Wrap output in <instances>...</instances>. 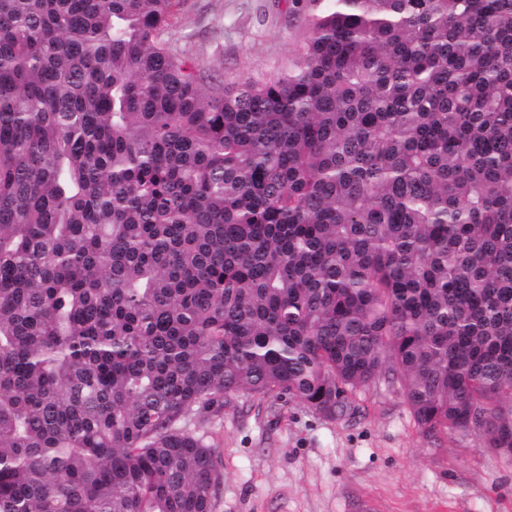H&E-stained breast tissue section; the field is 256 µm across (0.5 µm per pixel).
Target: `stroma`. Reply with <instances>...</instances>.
I'll return each instance as SVG.
<instances>
[{
    "mask_svg": "<svg viewBox=\"0 0 512 512\" xmlns=\"http://www.w3.org/2000/svg\"><path fill=\"white\" fill-rule=\"evenodd\" d=\"M307 28L290 0H182L173 46L232 81L263 83ZM354 417L238 398L200 417L223 481L214 512H512V459L478 435L423 438L397 387L358 391Z\"/></svg>",
    "mask_w": 512,
    "mask_h": 512,
    "instance_id": "35a3bbf8",
    "label": "stroma"
}]
</instances>
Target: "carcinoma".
<instances>
[{
    "mask_svg": "<svg viewBox=\"0 0 512 512\" xmlns=\"http://www.w3.org/2000/svg\"><path fill=\"white\" fill-rule=\"evenodd\" d=\"M224 82L180 0H0V512H214L190 422L383 378L512 458V0H308Z\"/></svg>",
    "mask_w": 512,
    "mask_h": 512,
    "instance_id": "obj_1",
    "label": "carcinoma"
}]
</instances>
